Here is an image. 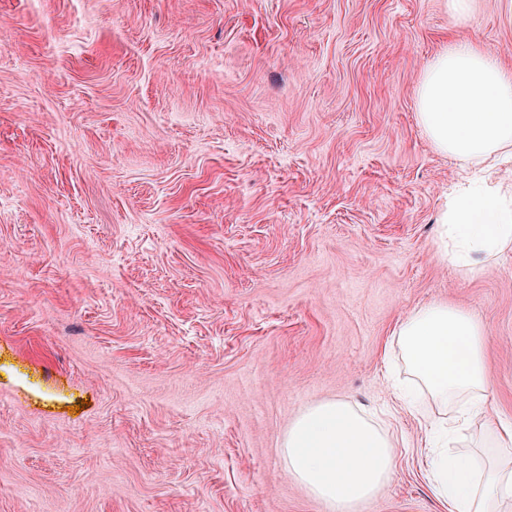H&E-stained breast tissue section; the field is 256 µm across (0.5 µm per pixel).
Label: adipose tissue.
<instances>
[{
    "label": "adipose tissue",
    "mask_w": 512,
    "mask_h": 512,
    "mask_svg": "<svg viewBox=\"0 0 512 512\" xmlns=\"http://www.w3.org/2000/svg\"><path fill=\"white\" fill-rule=\"evenodd\" d=\"M417 121L440 154L484 170L440 216L438 261L477 276L512 250V182L493 180L494 162L512 156V70L460 37L449 38L416 83ZM484 326L462 308L433 303L391 333L411 390L439 409L424 417L427 476L445 512H512V418H491ZM477 449L451 454L462 436ZM398 443L350 402H316L281 443L286 471L329 512H358L397 475Z\"/></svg>",
    "instance_id": "1"
}]
</instances>
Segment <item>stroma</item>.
<instances>
[{
    "mask_svg": "<svg viewBox=\"0 0 512 512\" xmlns=\"http://www.w3.org/2000/svg\"><path fill=\"white\" fill-rule=\"evenodd\" d=\"M453 34L512 69V0H0V512H326L279 445L327 398L400 444L362 512H444L394 325L478 318L512 417V252L435 258Z\"/></svg>",
    "mask_w": 512,
    "mask_h": 512,
    "instance_id": "obj_1",
    "label": "stroma"
}]
</instances>
